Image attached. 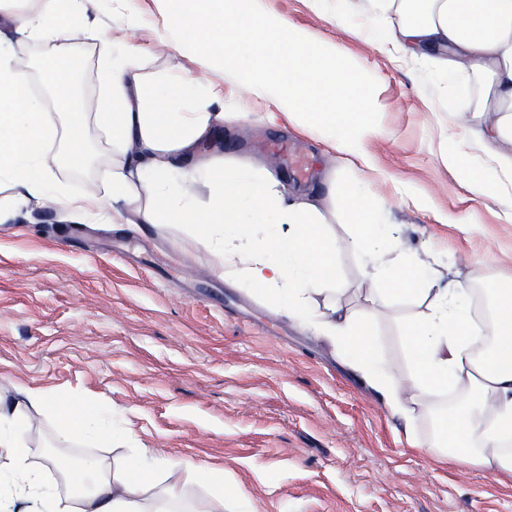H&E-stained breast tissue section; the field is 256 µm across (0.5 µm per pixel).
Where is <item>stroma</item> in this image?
I'll use <instances>...</instances> for the list:
<instances>
[{
  "instance_id": "obj_1",
  "label": "stroma",
  "mask_w": 512,
  "mask_h": 512,
  "mask_svg": "<svg viewBox=\"0 0 512 512\" xmlns=\"http://www.w3.org/2000/svg\"><path fill=\"white\" fill-rule=\"evenodd\" d=\"M263 7L377 80L382 134L366 142V157L338 154L287 120L268 125L276 101L247 95L186 50L163 51L171 36L161 0H98L96 29L75 37L86 59L81 89L89 98L102 90L96 32L104 30L115 49L139 48L148 75L194 74L220 92L225 110L241 111L217 142L225 158L262 163L273 144L297 148L311 169L282 167L290 186L359 182L391 237L432 251L441 284L512 282V181L501 178L495 198L479 199L442 160L455 148L491 171L495 153L512 151L471 147L467 128L493 118L480 81L375 50L400 22L386 0H263ZM11 41L27 61L32 95L53 112L42 41L16 34ZM86 137L101 166L83 176L52 168L69 195L91 183L110 188L112 142L92 125ZM349 229L337 212L329 230L341 243L336 273L349 288L342 301L374 313L378 357L407 379L400 325L425 315L427 304L402 298L373 308L366 293L373 259L348 246ZM19 386L102 406L137 447L223 470V512H512L511 476L453 465L432 445L434 417L470 402L467 383L431 390L407 415L395 414L346 351L240 287L175 224L116 230L93 210H0V393ZM27 440L32 467L66 496L67 477L45 454L56 442L53 418L35 421Z\"/></svg>"
}]
</instances>
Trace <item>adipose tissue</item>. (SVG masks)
I'll use <instances>...</instances> for the list:
<instances>
[{"instance_id":"adipose-tissue-1","label":"adipose tissue","mask_w":512,"mask_h":512,"mask_svg":"<svg viewBox=\"0 0 512 512\" xmlns=\"http://www.w3.org/2000/svg\"><path fill=\"white\" fill-rule=\"evenodd\" d=\"M30 17L0 8V28L48 42H66L73 30L89 24L96 0H39ZM408 19L387 34L402 57L423 59L451 75L483 79L496 118L473 131L480 147L512 145V0H399ZM104 94L97 112L86 115L75 104L64 75L48 76L53 103L65 122L57 126L42 103L28 91L25 63L9 40L0 38V179L14 189L13 206L30 204L84 211L101 204L97 192L68 196L51 184L46 152L64 136L61 160L73 168L86 163L87 121L112 137V199L116 224H179L193 244L223 259L242 287L260 292L288 317L316 320L322 335L349 352L364 369L393 412L403 414L409 402L432 387L467 381L470 406L460 408L437 427L436 446L449 447L459 465L479 464L499 474L512 473V455L501 443L512 439V285L496 289L491 321L484 329L493 344L475 358L467 341L473 333L463 315L466 292L439 288L426 276L424 260L399 265L400 241L385 239L380 224L367 220V206L357 183H329L326 194L284 190L274 168L228 163L210 145L234 112L212 111L210 93L197 92L190 75L179 79L190 97L173 99L169 78L146 81L137 47L114 51L102 41ZM203 181L207 194L196 197L191 186ZM349 213L350 244L375 252L379 263L370 273L367 294L377 304L418 295L429 301L424 319L402 324L413 358L407 383H396L375 357L368 325L356 311L332 305L314 316L311 304L344 287L335 270L336 238L328 231L336 209ZM53 415L59 442L79 437L89 442L111 440L102 409L63 403L47 392L25 387L15 396H0V448L11 451V466L0 472V512H191L175 491V481L205 484L216 506H223L225 483L220 470L194 463L158 461L145 464V452L112 468L96 462L73 470L66 458L55 466L70 479L75 508L61 506L42 475L28 462L24 435L36 416Z\"/></svg>"}]
</instances>
